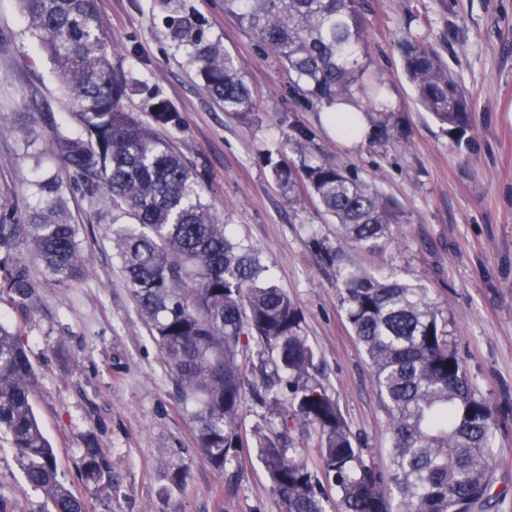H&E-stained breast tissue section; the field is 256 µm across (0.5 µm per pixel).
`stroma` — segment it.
Here are the masks:
<instances>
[{
    "label": "stroma",
    "mask_w": 512,
    "mask_h": 512,
    "mask_svg": "<svg viewBox=\"0 0 512 512\" xmlns=\"http://www.w3.org/2000/svg\"><path fill=\"white\" fill-rule=\"evenodd\" d=\"M112 36V63L155 87L178 117L156 133L204 178V197L230 236L260 250L275 282L301 308L304 334L320 380L338 403L365 455L384 464L388 408L342 304L343 271L354 264L427 289L469 376L502 421L494 512H512V0H364L371 57L388 85L393 111L409 137L385 145L341 139L324 110L293 90L287 69L257 49L224 12V0H97ZM191 13L209 39L235 56L255 93L252 120L225 114L206 93L184 47L168 37L173 20ZM433 46L470 99L473 129L464 138L442 130L414 102L399 43ZM69 100L27 28L17 0H0V187L27 198L32 152L50 142ZM19 112L45 114L24 152L14 128ZM309 137L306 163H328L373 184L398 202L395 225L375 261L337 233L308 201L289 205L265 163L284 151L288 132ZM88 257L79 287L43 279L29 313L0 309L21 326L34 364L39 425L52 444L62 482L85 497L90 512H284L254 448L232 452L225 472L196 452L193 424L176 398L161 354L138 314L116 257L105 204H72ZM103 448L116 489L99 493L78 469L88 444ZM190 476L172 483L170 463ZM0 495L23 512H41V495L0 433Z\"/></svg>",
    "instance_id": "obj_1"
}]
</instances>
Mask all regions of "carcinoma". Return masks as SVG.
I'll return each mask as SVG.
<instances>
[{
	"mask_svg": "<svg viewBox=\"0 0 512 512\" xmlns=\"http://www.w3.org/2000/svg\"><path fill=\"white\" fill-rule=\"evenodd\" d=\"M28 29L72 97L43 166L29 184L25 209L0 196V307L24 309L35 283L22 256L34 253L43 275L74 288L86 275L75 195L112 207V243L125 288L162 354L177 398L194 425L199 454L222 471L229 453L249 447L243 425L246 390L282 402L281 430L253 433L255 447L285 512H326L335 493L339 512H486L506 494L495 491L499 422L469 377L450 340L448 323L426 289L361 267L344 271L348 322L362 344L375 385L389 409V466L356 446L337 401L313 377L314 351L303 314L275 283L259 252L233 241L203 196L201 174L130 111L124 72L112 67V39L94 0H18ZM224 12L295 76V88L330 112L342 133L386 144L405 137L403 118L385 106V84L371 70L362 0H224ZM187 48L203 87L225 113L243 121L255 98L237 61L194 21L171 25ZM415 104L442 128L472 130L464 91L431 46L399 45ZM151 117L172 125L177 115L156 88L142 85ZM288 204L307 198L343 236L370 251L407 220L375 186L330 164L297 166L266 157ZM263 346L272 374L249 383L250 343ZM36 374L22 330L0 322V432L26 484L44 499L43 512H89L88 501L58 475L57 460L34 413ZM318 438L328 485L312 477L300 449L285 441L291 427ZM79 469L112 494L103 449H83Z\"/></svg>",
	"mask_w": 512,
	"mask_h": 512,
	"instance_id": "carcinoma-1",
	"label": "carcinoma"
}]
</instances>
